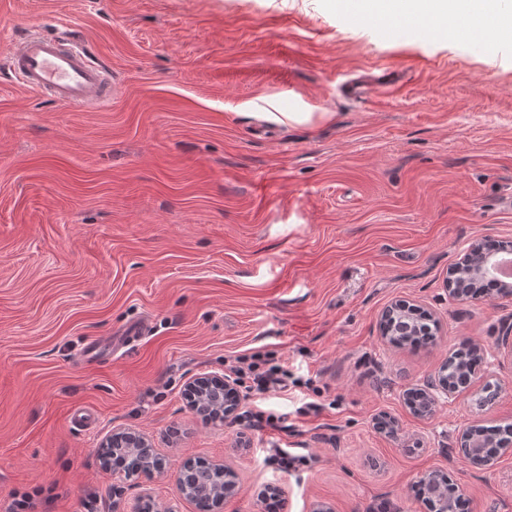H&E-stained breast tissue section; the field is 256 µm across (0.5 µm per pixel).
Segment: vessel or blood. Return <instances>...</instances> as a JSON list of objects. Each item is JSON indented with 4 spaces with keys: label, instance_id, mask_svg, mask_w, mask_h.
Segmentation results:
<instances>
[{
    "label": "vessel or blood",
    "instance_id": "1",
    "mask_svg": "<svg viewBox=\"0 0 512 512\" xmlns=\"http://www.w3.org/2000/svg\"><path fill=\"white\" fill-rule=\"evenodd\" d=\"M7 72L28 91L70 108H101L115 91L109 67L70 26L57 34L31 29L9 52Z\"/></svg>",
    "mask_w": 512,
    "mask_h": 512
}]
</instances>
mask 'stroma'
<instances>
[{
  "label": "stroma",
  "instance_id": "stroma-1",
  "mask_svg": "<svg viewBox=\"0 0 512 512\" xmlns=\"http://www.w3.org/2000/svg\"><path fill=\"white\" fill-rule=\"evenodd\" d=\"M61 21L116 91L80 111L0 72V512L15 492L34 512H196L177 474L197 458L237 475L221 512H267L271 487L285 512H426L412 487L432 471L469 512H512V455L477 470L453 453L469 426L512 422V295L445 287L472 240L512 241V40L387 35L332 0H0V55ZM361 78L376 88L342 92ZM398 300L433 314L434 344L382 340ZM140 321L110 362L83 363L86 340ZM463 342L485 350L474 382L500 383L496 403L468 391L414 415L403 391ZM257 350L313 378L323 411L299 414V388L242 403L284 431L189 409L190 381ZM383 415L396 436L374 429ZM115 430L147 437L165 472L106 468ZM279 448L309 461L282 474Z\"/></svg>",
  "mask_w": 512,
  "mask_h": 512
}]
</instances>
